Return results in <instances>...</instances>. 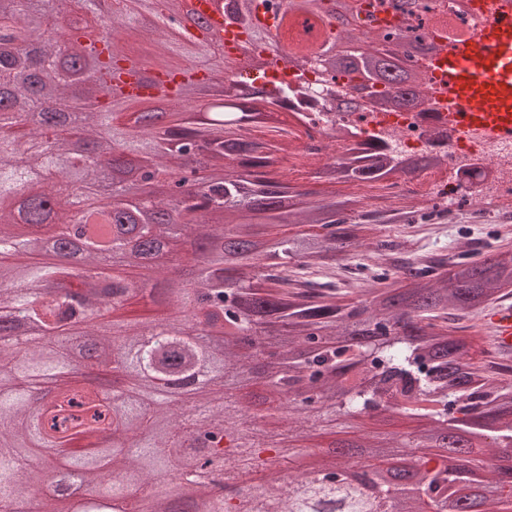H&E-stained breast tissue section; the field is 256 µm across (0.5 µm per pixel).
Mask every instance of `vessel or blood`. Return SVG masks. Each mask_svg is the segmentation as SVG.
Here are the masks:
<instances>
[{"label":"vessel or blood","instance_id":"vessel-or-blood-1","mask_svg":"<svg viewBox=\"0 0 512 512\" xmlns=\"http://www.w3.org/2000/svg\"><path fill=\"white\" fill-rule=\"evenodd\" d=\"M193 9L208 38L223 41L228 49L243 40L242 30L225 21L215 0H194ZM473 10L481 24L468 42L452 44L444 34L433 36L425 82L438 96L439 111L447 113L453 137L478 129L512 138V0H475ZM487 325L492 353L511 361L512 304L494 305Z\"/></svg>","mask_w":512,"mask_h":512}]
</instances>
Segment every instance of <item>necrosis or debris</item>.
Segmentation results:
<instances>
[{"label":"necrosis or debris","mask_w":512,"mask_h":512,"mask_svg":"<svg viewBox=\"0 0 512 512\" xmlns=\"http://www.w3.org/2000/svg\"><path fill=\"white\" fill-rule=\"evenodd\" d=\"M290 112L296 120L289 129L288 150L281 163L301 170L360 152L366 139L388 142L395 158L435 155L438 163L427 170L416 194L433 193L456 204L460 191H469L471 210L482 215L486 200L501 203V222L512 221V140H498L483 132H469L463 141L449 143L448 129L435 110L424 112L366 107L338 112L343 80H323L317 65H307L291 80Z\"/></svg>","instance_id":"4bbe7bcc"}]
</instances>
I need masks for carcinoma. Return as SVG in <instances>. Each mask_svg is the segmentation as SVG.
Listing matches in <instances>:
<instances>
[{
	"label": "carcinoma",
	"mask_w": 512,
	"mask_h": 512,
	"mask_svg": "<svg viewBox=\"0 0 512 512\" xmlns=\"http://www.w3.org/2000/svg\"><path fill=\"white\" fill-rule=\"evenodd\" d=\"M350 0H288V10L315 14L327 39L280 56L286 65L314 62L333 76H367L376 97L424 104L422 73L405 67L428 59L429 6L401 0L406 28L393 36L350 13ZM224 14L249 34V44L279 46L258 23V0H232ZM54 0H0V512H12L23 461L80 470L99 508L139 495L133 512H512V380L492 371L485 351L454 325L479 316L512 288V265L489 255L442 261L414 272L408 288H371L348 304L330 288L300 289L288 265L323 266L361 237L365 227L346 213L362 202L311 201L278 168L277 144L288 134L279 107L288 88L270 81L259 94L224 93V121H195L184 81L171 95L144 96L168 111L136 113L134 102L108 91L111 69L134 58L118 47L142 29L130 8L112 17L102 36L107 57L91 55L92 72L77 62L87 33L69 27L70 60L58 53L61 29ZM193 68L205 83L220 81L207 57ZM93 78L92 99L72 92ZM105 153L118 172L140 168L186 181L184 155L205 146L207 171L181 206L169 195L141 210L130 186L118 184L98 204L101 171L74 150ZM434 158L369 163L336 160L316 177L359 182L429 169ZM64 170L82 182L90 207L81 216L54 211L63 188L46 183ZM58 217L56 232L40 230ZM185 256L197 277L172 286L153 269L161 249ZM174 312L149 321L108 320L105 313L139 294ZM163 324L167 332L130 350ZM112 368L126 385L118 404L87 376L88 366ZM210 366V382L192 397L168 393L173 379ZM393 412L424 423L399 440L374 434L364 420ZM354 436L339 458L288 472L287 454L305 456L306 439L336 431ZM250 448L246 459L237 449ZM270 478L242 492L253 473ZM227 480L213 493L209 476Z\"/></svg>",
	"instance_id": "carcinoma-1"
}]
</instances>
